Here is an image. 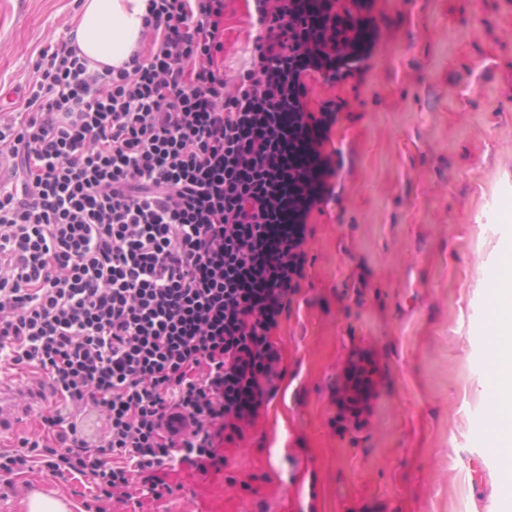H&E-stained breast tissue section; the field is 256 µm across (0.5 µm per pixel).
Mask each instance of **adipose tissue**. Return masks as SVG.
Returning a JSON list of instances; mask_svg holds the SVG:
<instances>
[{
    "mask_svg": "<svg viewBox=\"0 0 512 512\" xmlns=\"http://www.w3.org/2000/svg\"><path fill=\"white\" fill-rule=\"evenodd\" d=\"M148 0H83L72 32L93 68L118 67L136 49ZM488 446L501 466L503 501L512 500V244L498 256L487 286Z\"/></svg>",
    "mask_w": 512,
    "mask_h": 512,
    "instance_id": "adipose-tissue-1",
    "label": "adipose tissue"
}]
</instances>
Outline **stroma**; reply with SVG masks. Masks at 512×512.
Instances as JSON below:
<instances>
[{"mask_svg": "<svg viewBox=\"0 0 512 512\" xmlns=\"http://www.w3.org/2000/svg\"><path fill=\"white\" fill-rule=\"evenodd\" d=\"M81 0H0V89L32 75ZM378 39L347 83H310L308 108L344 100L324 151L338 169L305 249L306 278L274 335L284 374L225 446L224 480H196L136 512H495L501 469L486 446L485 285L512 241V0H363ZM244 0L224 16V79L248 68ZM377 369L356 412L338 389ZM0 512L35 491L74 498L43 467L15 479ZM312 499H305V492Z\"/></svg>", "mask_w": 512, "mask_h": 512, "instance_id": "35a3bbf8", "label": "stroma"}]
</instances>
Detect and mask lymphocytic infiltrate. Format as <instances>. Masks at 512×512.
<instances>
[{"label": "lymphocytic infiltrate", "mask_w": 512, "mask_h": 512, "mask_svg": "<svg viewBox=\"0 0 512 512\" xmlns=\"http://www.w3.org/2000/svg\"><path fill=\"white\" fill-rule=\"evenodd\" d=\"M257 33L224 80L226 0H150L124 66L48 41L0 113V363L40 390L36 431L0 450V491L44 464L88 512L243 437L280 375L272 331L305 277L309 220L335 169L320 147L349 77L324 46L332 0H247ZM94 412L97 437L83 427Z\"/></svg>", "instance_id": "lymphocytic-infiltrate-1"}]
</instances>
